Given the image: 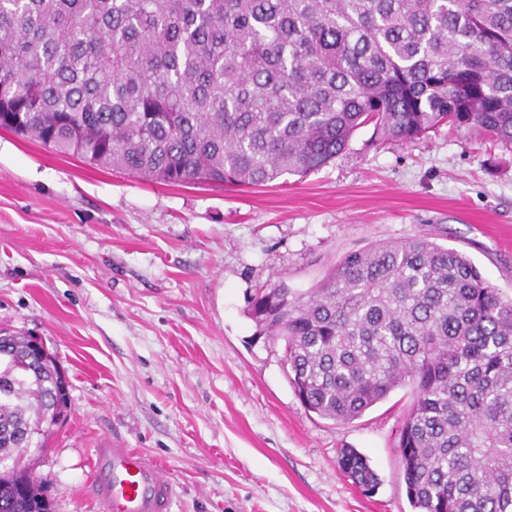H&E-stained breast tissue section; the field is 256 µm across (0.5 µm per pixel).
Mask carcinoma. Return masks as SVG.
<instances>
[{"mask_svg": "<svg viewBox=\"0 0 512 512\" xmlns=\"http://www.w3.org/2000/svg\"><path fill=\"white\" fill-rule=\"evenodd\" d=\"M373 124H448L512 149V0H0V128L169 185L319 171ZM288 381L334 422L397 389L413 512H512V296L427 235L344 256L306 297L250 302ZM0 512H53L17 436L70 401L57 359L0 343ZM339 465L363 491L367 459Z\"/></svg>", "mask_w": 512, "mask_h": 512, "instance_id": "carcinoma-1", "label": "carcinoma"}]
</instances>
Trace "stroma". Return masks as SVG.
<instances>
[{
  "label": "stroma",
  "instance_id": "stroma-1",
  "mask_svg": "<svg viewBox=\"0 0 512 512\" xmlns=\"http://www.w3.org/2000/svg\"><path fill=\"white\" fill-rule=\"evenodd\" d=\"M429 234L512 292V150L440 128L357 130L307 177L167 186L0 129V330L40 337L71 406L32 474L54 512H97L92 457L153 456L173 512H412L398 452L410 389L349 423L309 411L250 299L314 288L350 252ZM365 455L373 493L339 468Z\"/></svg>",
  "mask_w": 512,
  "mask_h": 512
}]
</instances>
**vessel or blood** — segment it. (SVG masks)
Listing matches in <instances>:
<instances>
[{
    "label": "vessel or blood",
    "mask_w": 512,
    "mask_h": 512,
    "mask_svg": "<svg viewBox=\"0 0 512 512\" xmlns=\"http://www.w3.org/2000/svg\"><path fill=\"white\" fill-rule=\"evenodd\" d=\"M93 494L102 512H171L175 488L153 458L104 447L95 451Z\"/></svg>",
    "instance_id": "vessel-or-blood-1"
}]
</instances>
